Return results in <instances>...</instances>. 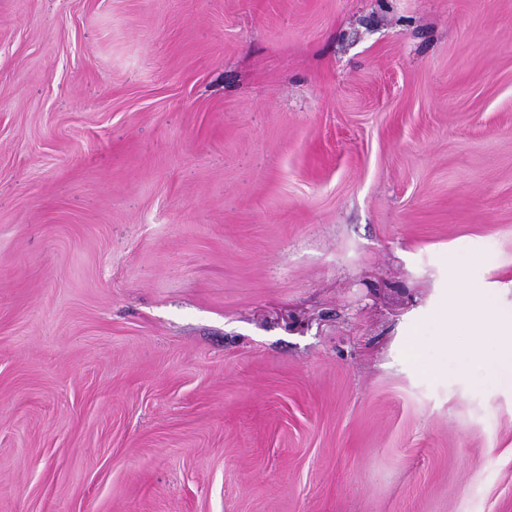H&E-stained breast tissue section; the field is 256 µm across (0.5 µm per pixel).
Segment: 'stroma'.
<instances>
[{
    "instance_id": "stroma-1",
    "label": "stroma",
    "mask_w": 512,
    "mask_h": 512,
    "mask_svg": "<svg viewBox=\"0 0 512 512\" xmlns=\"http://www.w3.org/2000/svg\"><path fill=\"white\" fill-rule=\"evenodd\" d=\"M463 287L512 0H0V512H512Z\"/></svg>"
}]
</instances>
